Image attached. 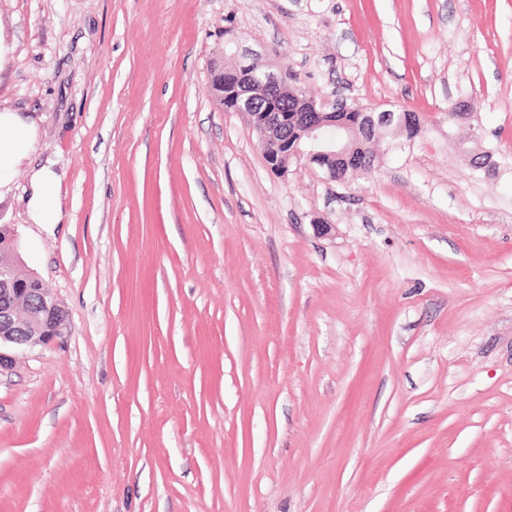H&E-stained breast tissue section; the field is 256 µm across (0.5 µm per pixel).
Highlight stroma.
Wrapping results in <instances>:
<instances>
[{"instance_id": "obj_1", "label": "stroma", "mask_w": 512, "mask_h": 512, "mask_svg": "<svg viewBox=\"0 0 512 512\" xmlns=\"http://www.w3.org/2000/svg\"><path fill=\"white\" fill-rule=\"evenodd\" d=\"M228 28L419 133L272 171ZM0 37L38 125L0 224L67 311L0 369V512H512V0H0ZM59 178L48 167L32 175L35 194L31 201V218L35 224H57L61 211L57 205Z\"/></svg>"}]
</instances>
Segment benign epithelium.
Masks as SVG:
<instances>
[{
  "label": "benign epithelium",
  "instance_id": "obj_1",
  "mask_svg": "<svg viewBox=\"0 0 512 512\" xmlns=\"http://www.w3.org/2000/svg\"><path fill=\"white\" fill-rule=\"evenodd\" d=\"M252 53H238L237 62L227 69L216 63L211 73V93L216 102L245 114L256 134L258 144L271 168L283 172L294 156L313 163L348 161L351 139L358 129L410 127L420 130V118L403 112L358 108L359 125L341 124L340 136L331 139L326 130L336 126L335 108L306 97L288 84V73L257 70L250 63ZM295 102L291 112H280L275 101L283 89ZM65 325V311L41 278L21 269L16 260L0 258V367L10 361L3 349L21 346H48L60 338Z\"/></svg>",
  "mask_w": 512,
  "mask_h": 512
}]
</instances>
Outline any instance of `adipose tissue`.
<instances>
[{"label": "adipose tissue", "instance_id": "adipose-tissue-1", "mask_svg": "<svg viewBox=\"0 0 512 512\" xmlns=\"http://www.w3.org/2000/svg\"><path fill=\"white\" fill-rule=\"evenodd\" d=\"M36 122L19 112L0 110V187L9 184L18 167L33 151ZM57 175L42 168L32 176L35 194L31 201V218L37 224H56L61 220L57 205Z\"/></svg>", "mask_w": 512, "mask_h": 512}]
</instances>
